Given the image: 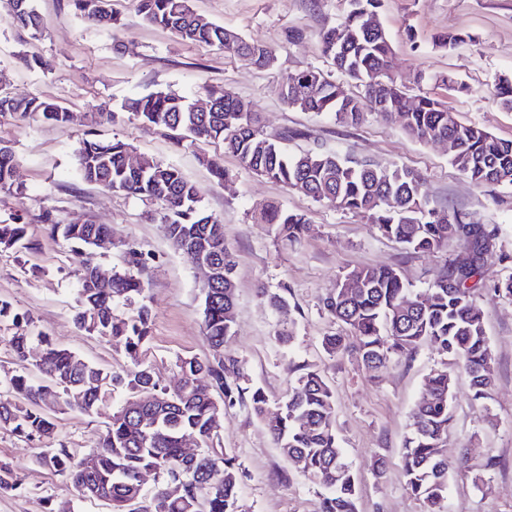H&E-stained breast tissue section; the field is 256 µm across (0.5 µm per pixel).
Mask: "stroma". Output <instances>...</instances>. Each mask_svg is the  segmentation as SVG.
Here are the masks:
<instances>
[{
  "instance_id": "stroma-1",
  "label": "stroma",
  "mask_w": 512,
  "mask_h": 512,
  "mask_svg": "<svg viewBox=\"0 0 512 512\" xmlns=\"http://www.w3.org/2000/svg\"><path fill=\"white\" fill-rule=\"evenodd\" d=\"M43 33L0 20V75L16 97L42 96L68 107L64 126L0 116V142L16 158L12 189L0 190V220L20 217L33 249L0 250V299L29 313L34 331L86 361L120 372L132 361L117 342L90 334L74 321L81 257L62 238L51 236L42 220L50 213L61 224L87 219L109 225V243L96 248L95 260L117 271L126 267L127 249L141 251L144 301L153 313L142 361L167 386L179 379L178 361L208 358L202 290L191 256L176 250L164 235L159 205L112 193L84 182L74 149L87 136L129 143L135 153L177 167L200 190L209 214L224 225V245L235 261L236 315L225 353L242 360L248 388L262 389L268 412L257 415L238 404L220 417L224 450L242 468L241 502L246 512H315L322 487L289 472L267 430L269 412L288 392L290 364L319 371L334 392L333 426L358 489L357 512H426L408 490L400 452L412 423L425 379L441 357L430 345L376 371L351 350L325 352L324 336L341 326L323 300L346 273L363 266H388L401 275L412 295L427 293L451 261L465 257L464 242H450L435 253H412L382 237L360 213L328 204L257 176L240 166L218 143L176 141L169 131L143 124L122 106L129 99L172 89L188 100H207L208 88H224L250 102L271 137L300 131L291 148L325 149L384 167H406L420 174L432 205L470 215L494 228L496 239L484 256L486 288L474 295L483 310L494 356V376L486 399L470 396L464 370L455 377L452 427L448 434L447 512H512V300L492 286L512 276V186L473 184L448 159L438 143H420L377 114L365 113L360 125L343 127L326 116L288 109L275 87L283 78L317 67L330 70L320 34L349 10V0H192L195 11L247 40L272 48L275 63L260 69L217 48L181 40L174 32L144 22L136 0H113L119 22L111 28L77 15L69 0H34ZM379 20L393 48V75L409 95L442 99L461 122L512 140V111L495 96L499 78L512 75V0H382ZM461 41L442 47L438 35ZM36 55L44 70L32 71L22 55ZM446 74L459 89L438 86ZM108 113L91 126L87 113ZM222 158L229 176L217 181L202 156ZM278 203L305 214L310 230L298 243L279 236L274 225L253 219L257 205ZM285 291L288 314L275 312L266 292ZM291 325L293 340L274 334ZM127 397L112 394L97 414L73 409L57 415V434L49 442L28 440L0 427V463L11 466L21 492L0 493V512H109L99 501L83 499L70 480L37 460L43 447L65 445L74 458L89 454L116 409ZM498 461L483 469L486 455ZM385 462L384 474L374 469Z\"/></svg>"
}]
</instances>
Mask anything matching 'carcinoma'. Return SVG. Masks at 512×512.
<instances>
[{
  "mask_svg": "<svg viewBox=\"0 0 512 512\" xmlns=\"http://www.w3.org/2000/svg\"><path fill=\"white\" fill-rule=\"evenodd\" d=\"M75 11L88 21L110 27L117 22L112 0H70ZM344 19L321 34L322 52L331 65L362 87L359 95L318 68H307L287 77L276 93L289 108L315 115H328L342 126L354 127L363 112L372 109L377 76L387 82L386 105L381 115L394 121L411 139L426 142L441 136L453 142L450 163L473 183L512 185V140L498 139L487 131L457 121L445 103L431 95L414 97L406 107L407 93L390 73L392 46L384 29L370 27V14L381 0H351ZM142 19L169 29L182 40L216 46L259 67L271 66L273 49L246 41L240 34L204 19L191 0H137ZM4 15L12 23L42 35L32 0H0ZM320 75L317 89L307 98H289L283 90L307 76ZM212 102L208 112L195 111L194 104L173 91H156L132 99L125 109L147 125L163 127L181 141L191 138L221 143L239 163L258 176L280 182L316 202L337 209L365 214L385 237L414 253H430L462 240L468 258L451 265L436 280L425 302L413 299L398 271L392 267L365 266L351 270L346 278L359 284L351 292L345 282L336 284L326 307L336 321L355 335L354 350L363 364L378 370L394 359L413 353L429 343L468 374L472 397H487L493 378L492 350L486 336L482 312L472 303V294L482 286L481 260L486 245L494 241L495 229L466 219L453 211L446 219L429 206L419 174L407 168H381L329 150L288 151L286 142L304 136L291 131L275 140L261 127L258 112H243L240 99L226 90H208ZM502 106L512 109V79L498 81ZM20 119L41 118L59 125L70 122L71 112L61 103L38 96L16 98L0 89V115ZM129 144L85 138L76 149L81 178L113 193L137 196L158 204L162 223L172 245L189 253L194 262L219 272V279L202 289L205 338L214 354L200 360H179V385L166 388L150 367L139 360L150 333L152 311L141 305L129 317L115 314L121 301L143 293L137 274L112 275V286L97 285L99 264L92 250L98 240L110 236L105 224L85 220L59 224L45 215L52 236L59 235L84 255L79 269L76 324L90 334L105 336L123 345L134 360L133 369L117 374L81 359L73 351L44 341V351L34 368L27 367L33 339L31 318L0 300V323H8V337L15 360L22 369L0 379V387L15 392L20 401L0 403V427L9 428L28 440L54 437V413L77 408L96 413L107 394L121 387L130 392L116 410L91 455L92 468L83 467L65 445L46 448L39 461L66 475L81 497L107 503L112 512H241L239 506L242 471L235 458L220 449L216 417L224 408L245 402L243 367L234 357L224 356V339L234 324L235 262L224 247V225L208 214L199 189L173 166L144 155L141 163L128 162ZM16 163L12 150L0 144V189L13 186ZM259 224H274L289 242L299 241L308 231L301 213L288 212L275 203L262 205L255 215ZM23 224H0V248L25 241ZM294 383L279 401L280 417L268 423L269 432L288 469L302 473L327 490L318 512H357V486L350 466L338 447L332 425L334 396L317 371L304 365L292 367ZM218 393L199 391V381ZM454 381L447 365L433 370L413 413L410 436L402 451L403 471L410 491L429 504L431 512H444L448 499V457L444 447L452 418ZM187 437L202 441L194 455L185 454ZM160 472L151 495L144 493L140 474ZM178 484L175 494L165 492ZM22 483L13 470L0 464V492L20 491Z\"/></svg>",
  "mask_w": 512,
  "mask_h": 512,
  "instance_id": "1",
  "label": "carcinoma"
}]
</instances>
